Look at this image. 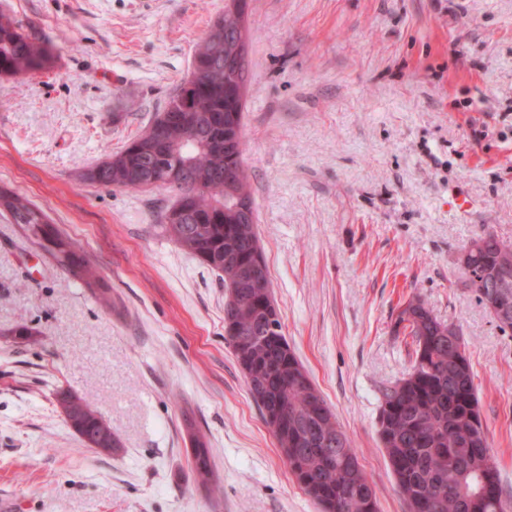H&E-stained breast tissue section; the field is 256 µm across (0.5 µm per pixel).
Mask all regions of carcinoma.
I'll return each instance as SVG.
<instances>
[{
    "label": "carcinoma",
    "instance_id": "cac0c4a2",
    "mask_svg": "<svg viewBox=\"0 0 512 512\" xmlns=\"http://www.w3.org/2000/svg\"><path fill=\"white\" fill-rule=\"evenodd\" d=\"M236 25L227 9L212 21L179 91L142 132L95 166L97 185L175 192L157 228L224 282V317L231 318L224 329L233 332L225 340L289 473L323 512H378L357 449L282 334L270 272L254 270L262 248L243 159L244 94L231 66L240 48ZM55 61L44 41L0 14L1 79L48 71ZM0 207L71 278L93 285V268L43 211L2 190ZM484 237L485 247L461 269L472 290L489 271L512 280V242L491 231ZM398 323L412 337L413 360L407 376L385 390L378 424L408 512H503L469 357L448 344V326L416 297ZM57 401L86 446L112 435L83 398L60 391ZM184 422L194 470L206 486L214 477L210 449L192 417Z\"/></svg>",
    "mask_w": 512,
    "mask_h": 512
}]
</instances>
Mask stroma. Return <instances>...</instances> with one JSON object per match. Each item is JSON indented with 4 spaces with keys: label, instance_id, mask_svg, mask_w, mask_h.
Returning a JSON list of instances; mask_svg holds the SVG:
<instances>
[{
    "label": "stroma",
    "instance_id": "35a3bbf8",
    "mask_svg": "<svg viewBox=\"0 0 512 512\" xmlns=\"http://www.w3.org/2000/svg\"><path fill=\"white\" fill-rule=\"evenodd\" d=\"M224 0H0L56 66L0 79V188L42 209L110 305L0 209V501L13 512H322L290 475L224 340V284L158 229L168 190L84 173L163 111ZM243 157L282 333L407 512L378 434L408 372L400 301L459 327L512 512V332L458 257L512 241V0H249ZM27 335H19V328ZM121 446L86 447L54 393ZM217 488L197 483L183 416Z\"/></svg>",
    "mask_w": 512,
    "mask_h": 512
}]
</instances>
